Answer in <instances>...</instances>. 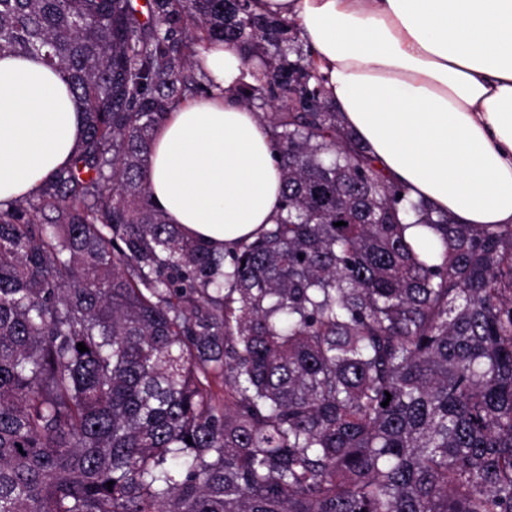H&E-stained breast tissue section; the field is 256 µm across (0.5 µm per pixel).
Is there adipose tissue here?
I'll return each instance as SVG.
<instances>
[{"instance_id":"1","label":"adipose tissue","mask_w":512,"mask_h":512,"mask_svg":"<svg viewBox=\"0 0 512 512\" xmlns=\"http://www.w3.org/2000/svg\"><path fill=\"white\" fill-rule=\"evenodd\" d=\"M293 20L345 127L412 199L461 224H512V0H253ZM214 90L155 131L152 204L210 248L277 223L283 187L268 126L230 92L236 49L200 47ZM81 106L41 59L0 55V202L69 165Z\"/></svg>"}]
</instances>
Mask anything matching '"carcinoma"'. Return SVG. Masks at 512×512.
<instances>
[{
	"label": "carcinoma",
	"instance_id": "1",
	"mask_svg": "<svg viewBox=\"0 0 512 512\" xmlns=\"http://www.w3.org/2000/svg\"><path fill=\"white\" fill-rule=\"evenodd\" d=\"M205 40L240 54L283 180V216L226 253L144 179L156 127L208 90ZM1 52L62 72L84 131L0 204V512H512V225L411 199L292 22L0 0Z\"/></svg>",
	"mask_w": 512,
	"mask_h": 512
}]
</instances>
